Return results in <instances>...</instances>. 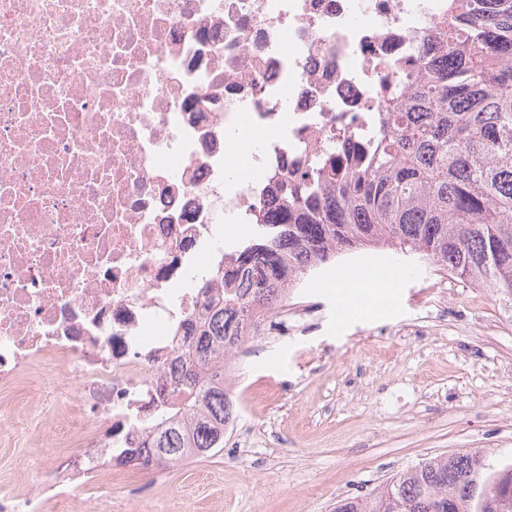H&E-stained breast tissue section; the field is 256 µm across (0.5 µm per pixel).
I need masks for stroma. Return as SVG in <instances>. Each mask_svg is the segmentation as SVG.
<instances>
[{"label":"stroma","mask_w":512,"mask_h":512,"mask_svg":"<svg viewBox=\"0 0 512 512\" xmlns=\"http://www.w3.org/2000/svg\"><path fill=\"white\" fill-rule=\"evenodd\" d=\"M381 290L350 309L339 291L354 267ZM304 330L245 346L241 408L222 452L176 467L113 464L99 486L136 507L171 512H333L418 462L478 450L512 457V317L496 296L409 253L356 254L289 294ZM47 418L19 454L0 439V483L35 481L63 431Z\"/></svg>","instance_id":"35a3bbf8"}]
</instances>
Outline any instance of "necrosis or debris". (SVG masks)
Returning <instances> with one entry per match:
<instances>
[{"label":"necrosis or debris","mask_w":512,"mask_h":512,"mask_svg":"<svg viewBox=\"0 0 512 512\" xmlns=\"http://www.w3.org/2000/svg\"><path fill=\"white\" fill-rule=\"evenodd\" d=\"M447 7L0 0V430L67 424L37 487L0 492V512H42V486L61 484L112 512L90 480L183 402L203 279L276 180L328 146L357 159Z\"/></svg>","instance_id":"necrosis-or-debris-1"}]
</instances>
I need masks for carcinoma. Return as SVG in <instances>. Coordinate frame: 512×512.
<instances>
[{
    "label": "carcinoma",
    "mask_w": 512,
    "mask_h": 512,
    "mask_svg": "<svg viewBox=\"0 0 512 512\" xmlns=\"http://www.w3.org/2000/svg\"><path fill=\"white\" fill-rule=\"evenodd\" d=\"M432 35L439 55L406 96L382 101L385 125L360 166L340 170L331 149L275 183L286 207L256 217L224 270L229 289L186 329L182 408L123 463L177 465L224 448L236 413L224 355L341 256L413 251L488 289L512 315V0H448ZM502 472L512 473V459L436 456L337 501L335 512H486L482 492Z\"/></svg>",
    "instance_id": "cac0c4a2"
}]
</instances>
